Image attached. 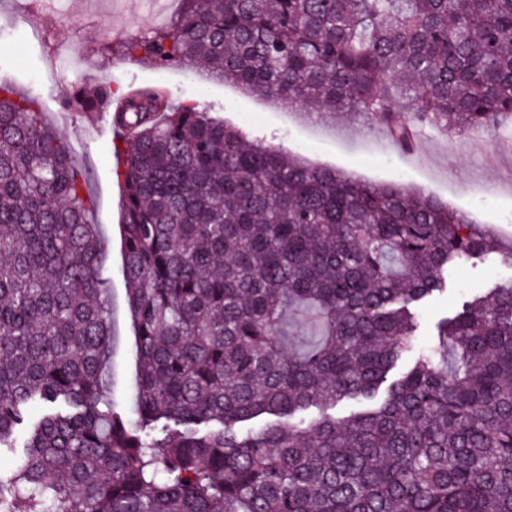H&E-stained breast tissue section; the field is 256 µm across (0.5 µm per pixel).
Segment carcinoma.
<instances>
[{"mask_svg": "<svg viewBox=\"0 0 512 512\" xmlns=\"http://www.w3.org/2000/svg\"><path fill=\"white\" fill-rule=\"evenodd\" d=\"M181 2L126 51L273 104L365 114L403 150L413 122L512 124V0ZM65 107L109 113L130 145L135 405L117 411L104 385L88 173L38 101L0 81V449L26 433L0 512H512V283L415 344L448 269L512 261V244L424 191L249 144L157 89L98 78ZM297 308L316 336L287 356ZM345 400L364 410L336 419Z\"/></svg>", "mask_w": 512, "mask_h": 512, "instance_id": "obj_1", "label": "carcinoma"}]
</instances>
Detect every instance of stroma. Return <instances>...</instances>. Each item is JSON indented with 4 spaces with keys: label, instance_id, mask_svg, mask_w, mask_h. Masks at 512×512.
Instances as JSON below:
<instances>
[{
    "label": "stroma",
    "instance_id": "obj_1",
    "mask_svg": "<svg viewBox=\"0 0 512 512\" xmlns=\"http://www.w3.org/2000/svg\"><path fill=\"white\" fill-rule=\"evenodd\" d=\"M68 17L50 26L49 36L17 24L19 14H37L39 0H0V77L22 95L37 97L43 120L67 139L75 165L89 173V217L105 241L103 273L112 308V398L130 409L136 382L135 333L127 306L122 214L124 193L116 176L124 153L113 148L110 124L93 129L89 119L69 112L66 98L88 77H106L123 89L155 87L171 102L197 101L212 116L247 139H264L299 158L374 183L403 182L448 202L474 223L512 239V136L469 135L464 149L447 131L421 127L412 150L392 145L381 125L367 116H341L309 108L274 105L244 94L233 85L206 80L198 68L159 67L121 54L126 38L168 26L175 10L151 16L144 0H68ZM70 46L67 66L56 65ZM43 76L41 84L29 81ZM206 81L200 93L198 81ZM512 282V263L494 254L449 270L446 289L419 310L418 339L428 342L437 323L462 301Z\"/></svg>",
    "mask_w": 512,
    "mask_h": 512
}]
</instances>
